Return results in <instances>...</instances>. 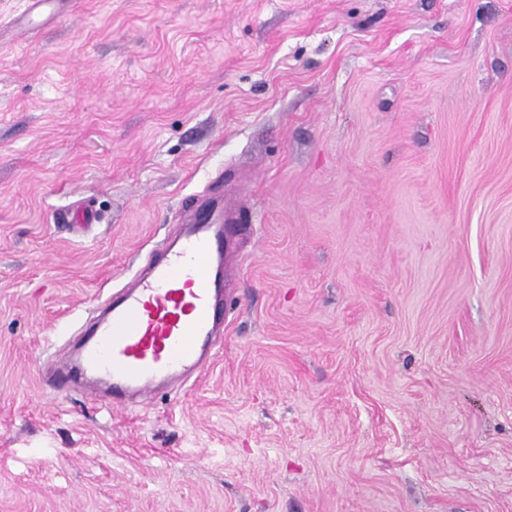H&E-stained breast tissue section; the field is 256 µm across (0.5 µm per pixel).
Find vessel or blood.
Segmentation results:
<instances>
[{
  "label": "vessel or blood",
  "mask_w": 512,
  "mask_h": 512,
  "mask_svg": "<svg viewBox=\"0 0 512 512\" xmlns=\"http://www.w3.org/2000/svg\"><path fill=\"white\" fill-rule=\"evenodd\" d=\"M177 243L135 276L86 338L75 368H63L57 389L73 373L95 378L105 405L147 403L163 381L190 380L210 362L224 324L233 277L224 262L228 217L223 196L196 197L184 211Z\"/></svg>",
  "instance_id": "obj_1"
}]
</instances>
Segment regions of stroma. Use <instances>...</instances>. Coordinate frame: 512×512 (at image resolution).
<instances>
[{"mask_svg":"<svg viewBox=\"0 0 512 512\" xmlns=\"http://www.w3.org/2000/svg\"><path fill=\"white\" fill-rule=\"evenodd\" d=\"M215 177L245 209L214 358L145 406L56 391ZM0 512H512V0L0 28Z\"/></svg>","mask_w":512,"mask_h":512,"instance_id":"obj_1","label":"stroma"}]
</instances>
